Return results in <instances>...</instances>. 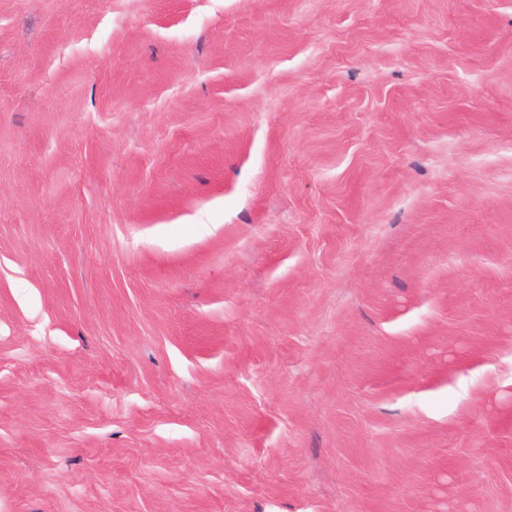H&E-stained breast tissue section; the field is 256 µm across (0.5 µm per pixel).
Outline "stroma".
Masks as SVG:
<instances>
[{
	"label": "stroma",
	"instance_id": "1",
	"mask_svg": "<svg viewBox=\"0 0 512 512\" xmlns=\"http://www.w3.org/2000/svg\"><path fill=\"white\" fill-rule=\"evenodd\" d=\"M0 512H512V0H0Z\"/></svg>",
	"mask_w": 512,
	"mask_h": 512
}]
</instances>
